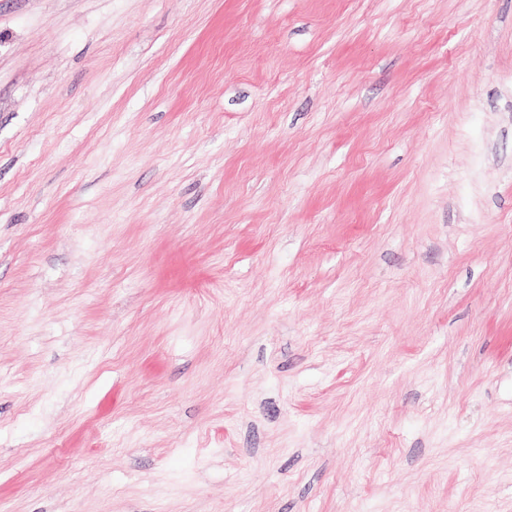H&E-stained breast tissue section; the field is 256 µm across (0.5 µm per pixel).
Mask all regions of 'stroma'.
Returning a JSON list of instances; mask_svg holds the SVG:
<instances>
[{
    "mask_svg": "<svg viewBox=\"0 0 512 512\" xmlns=\"http://www.w3.org/2000/svg\"><path fill=\"white\" fill-rule=\"evenodd\" d=\"M0 512H512V0H0Z\"/></svg>",
    "mask_w": 512,
    "mask_h": 512,
    "instance_id": "35a3bbf8",
    "label": "stroma"
}]
</instances>
